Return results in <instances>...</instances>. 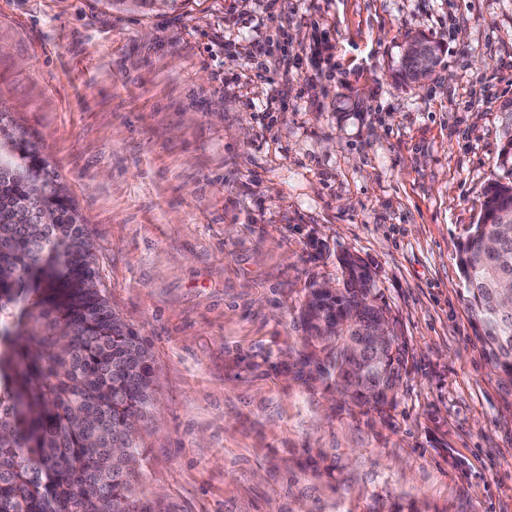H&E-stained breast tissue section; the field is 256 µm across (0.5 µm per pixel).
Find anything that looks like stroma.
I'll return each instance as SVG.
<instances>
[{"label":"stroma","instance_id":"1","mask_svg":"<svg viewBox=\"0 0 512 512\" xmlns=\"http://www.w3.org/2000/svg\"><path fill=\"white\" fill-rule=\"evenodd\" d=\"M416 34L443 50L421 88L394 75ZM507 99L512 0H0V109L154 359L145 512H512V403L456 260ZM346 251L409 350L385 422L293 373V309Z\"/></svg>","mask_w":512,"mask_h":512}]
</instances>
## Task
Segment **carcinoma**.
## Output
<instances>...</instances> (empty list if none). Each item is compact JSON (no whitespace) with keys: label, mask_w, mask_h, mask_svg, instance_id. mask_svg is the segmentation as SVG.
<instances>
[{"label":"carcinoma","mask_w":512,"mask_h":512,"mask_svg":"<svg viewBox=\"0 0 512 512\" xmlns=\"http://www.w3.org/2000/svg\"><path fill=\"white\" fill-rule=\"evenodd\" d=\"M0 129V512H142L151 353L88 287L95 260L58 174L2 111ZM499 168L457 260L481 355L512 398V142ZM45 209L56 222L36 231ZM19 211L31 224L13 222ZM339 266L341 287L313 281L298 303L297 363L335 411L385 422L407 344L367 267L349 252Z\"/></svg>","instance_id":"1"}]
</instances>
